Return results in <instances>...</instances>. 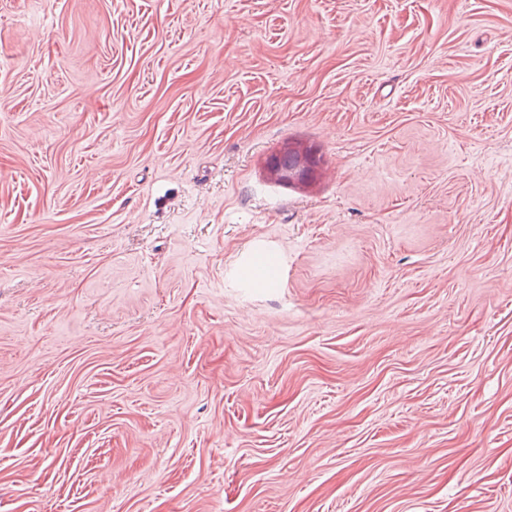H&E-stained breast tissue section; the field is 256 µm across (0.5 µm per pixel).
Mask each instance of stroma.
<instances>
[{
	"instance_id": "obj_1",
	"label": "stroma",
	"mask_w": 512,
	"mask_h": 512,
	"mask_svg": "<svg viewBox=\"0 0 512 512\" xmlns=\"http://www.w3.org/2000/svg\"><path fill=\"white\" fill-rule=\"evenodd\" d=\"M0 512H512V0H0Z\"/></svg>"
}]
</instances>
